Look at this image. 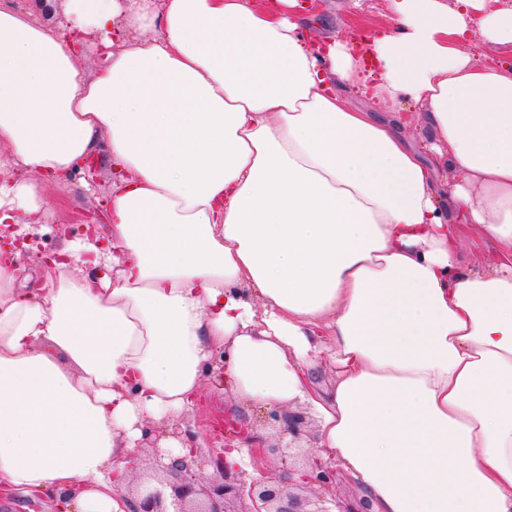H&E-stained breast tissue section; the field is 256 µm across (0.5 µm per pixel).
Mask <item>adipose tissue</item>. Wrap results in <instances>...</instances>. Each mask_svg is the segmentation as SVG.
Returning <instances> with one entry per match:
<instances>
[{"label":"adipose tissue","instance_id":"obj_1","mask_svg":"<svg viewBox=\"0 0 512 512\" xmlns=\"http://www.w3.org/2000/svg\"><path fill=\"white\" fill-rule=\"evenodd\" d=\"M296 6L66 0L58 29L0 6V224L32 232L43 183L83 158L113 172L104 232L40 288L0 265L1 493L132 512L137 443L219 358L239 402L308 405L375 512H512V65L460 48L512 49V8L390 0L388 32L321 51ZM363 51L380 122L341 92ZM408 101L432 143L402 138ZM463 224L496 245L482 271L454 262ZM108 257L113 280L73 271ZM462 50L471 53L477 58L485 59L487 57H494L501 59L504 62L512 64V54H501L495 46L488 45L481 42L479 34L475 35L474 38L463 42L461 44Z\"/></svg>","mask_w":512,"mask_h":512}]
</instances>
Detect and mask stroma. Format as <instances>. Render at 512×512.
Wrapping results in <instances>:
<instances>
[{"instance_id": "obj_1", "label": "stroma", "mask_w": 512, "mask_h": 512, "mask_svg": "<svg viewBox=\"0 0 512 512\" xmlns=\"http://www.w3.org/2000/svg\"><path fill=\"white\" fill-rule=\"evenodd\" d=\"M391 14L388 0H311L310 4L296 9L295 17L318 47L335 40L346 41L352 35H363L385 30ZM112 193V168L107 158L97 160L94 179H87L82 171L75 170L46 184L42 197L45 209L43 224L37 227V252L19 256L17 267L26 276L27 287L38 285L40 257L62 247L64 240L79 237L87 217L103 213L104 203ZM494 244L479 225H463L456 246V256L461 268L480 271L493 254ZM201 408L183 412L176 430L179 439L198 442L197 455L185 474L187 481L198 486L219 484L224 475L217 470L213 459L223 440L212 430L213 421L230 414H238L254 422L274 450L268 466L281 470L285 466L301 467L312 451L302 448L285 455L278 446L276 431L268 426L267 407L245 406L236 400L231 391L204 378L199 394Z\"/></svg>"}]
</instances>
